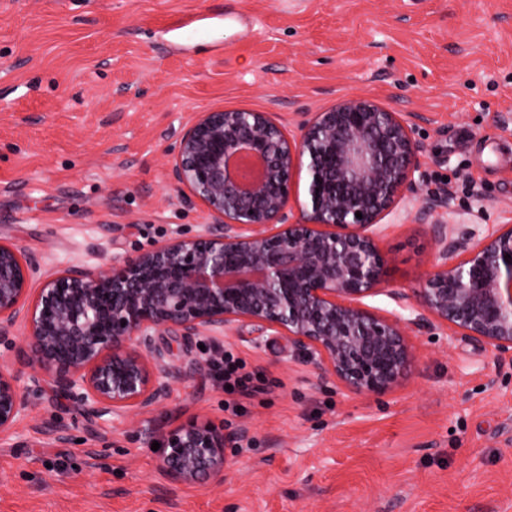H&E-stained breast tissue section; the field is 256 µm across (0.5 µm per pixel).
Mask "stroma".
I'll return each instance as SVG.
<instances>
[{"instance_id":"stroma-1","label":"stroma","mask_w":512,"mask_h":512,"mask_svg":"<svg viewBox=\"0 0 512 512\" xmlns=\"http://www.w3.org/2000/svg\"><path fill=\"white\" fill-rule=\"evenodd\" d=\"M197 11L213 18L185 40ZM348 95L413 124L425 188L456 195L439 222L512 225V0H0V239L46 272L195 234L211 218L168 159L196 113L268 112L293 132ZM420 203L378 238L398 288L430 267ZM406 339L403 378L363 396L280 336H165L189 376L137 416H93L10 361L30 407L0 436V512H512V356L443 330ZM218 349L269 384L234 414L193 367ZM190 421L223 430V478L160 476L153 442Z\"/></svg>"}]
</instances>
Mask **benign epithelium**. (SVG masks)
<instances>
[{"label": "benign epithelium", "mask_w": 512, "mask_h": 512, "mask_svg": "<svg viewBox=\"0 0 512 512\" xmlns=\"http://www.w3.org/2000/svg\"><path fill=\"white\" fill-rule=\"evenodd\" d=\"M299 131L290 136L268 112L197 113L169 160L179 190L213 218L193 236L42 276L24 248L0 241V344L33 381L96 415L149 413L168 397L183 373L161 336L217 338L247 326L257 341L284 336L317 378L365 396L386 394L407 372V326L439 324L512 353V225L479 234L439 224L434 215L453 211V197L429 194L415 220L432 234L430 269L410 294L386 288L381 221L422 180L412 128L351 96ZM303 169L308 198L295 216L291 181ZM382 291L395 304L386 315L363 306ZM28 408L18 376L0 362V434ZM160 447L159 471L173 483L224 474V432L212 425H180Z\"/></svg>", "instance_id": "7a95c632"}]
</instances>
